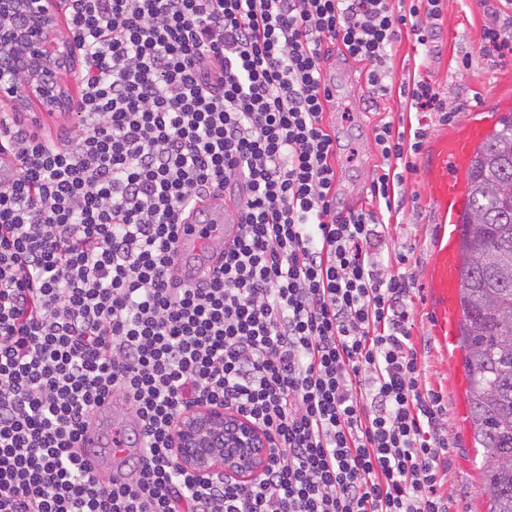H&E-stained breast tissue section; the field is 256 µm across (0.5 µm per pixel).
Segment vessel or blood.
I'll list each match as a JSON object with an SVG mask.
<instances>
[{"label": "vessel or blood", "instance_id": "vessel-or-blood-1", "mask_svg": "<svg viewBox=\"0 0 512 512\" xmlns=\"http://www.w3.org/2000/svg\"><path fill=\"white\" fill-rule=\"evenodd\" d=\"M494 121V116L485 115L462 122L437 140L424 163L431 200L440 219L439 237L428 276L433 336L452 361L462 357V310L458 293L463 220L470 206L468 173L473 155L486 140ZM204 205L205 219L187 216L177 233V278L183 285L192 284L202 273L218 266V256L210 251V243L232 242L241 222L239 210L223 198L221 190H213ZM125 410L121 402L105 399L95 407L89 426L82 432L78 445L90 449L93 474H101L111 468L113 462L132 456L123 422Z\"/></svg>", "mask_w": 512, "mask_h": 512}]
</instances>
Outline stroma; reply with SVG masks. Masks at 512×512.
Returning <instances> with one entry per match:
<instances>
[{"mask_svg": "<svg viewBox=\"0 0 512 512\" xmlns=\"http://www.w3.org/2000/svg\"><path fill=\"white\" fill-rule=\"evenodd\" d=\"M487 23V16L472 0H445L436 50L423 55L411 38H402L384 66V82L390 92L374 103L369 100L371 89L365 79L364 65L338 60L329 72L336 95L332 125L338 148L337 194L341 203L358 205L371 200L368 188L372 172L382 162L374 143L375 125L391 121L427 131L423 152L414 159V170L404 175L406 203L400 210L382 213L385 228L374 251L384 256L406 252L411 257L409 269L418 286L412 300V334L426 344L420 356L423 377L443 395L448 407L450 448L444 491L449 497L450 512L487 510L481 493L484 455L474 448L468 415L470 386L461 380L464 367L451 366L433 339L426 290L439 217L430 202V186L422 169L423 154L447 134L450 125L442 121L440 113L411 107L398 89L423 79L434 85L443 97L463 101L467 112L493 103L500 113H512V61L495 66L479 53ZM467 54L472 56L473 64L470 69H460L459 61Z\"/></svg>", "mask_w": 512, "mask_h": 512, "instance_id": "35a3bbf8", "label": "stroma"}]
</instances>
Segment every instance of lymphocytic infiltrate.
<instances>
[{"mask_svg": "<svg viewBox=\"0 0 512 512\" xmlns=\"http://www.w3.org/2000/svg\"><path fill=\"white\" fill-rule=\"evenodd\" d=\"M443 0H64L78 49L63 136L0 113V512H448L447 410L420 381L413 274L370 250L377 211L337 197L333 56L424 52ZM481 54L512 58V0ZM427 133L386 121L370 195L393 208ZM242 213L210 275L171 270L212 187ZM138 422L128 481L79 437L106 397ZM221 405L269 441L262 475L173 464L186 411Z\"/></svg>", "mask_w": 512, "mask_h": 512, "instance_id": "lymphocytic-infiltrate-1", "label": "lymphocytic infiltrate"}]
</instances>
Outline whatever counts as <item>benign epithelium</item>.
Wrapping results in <instances>:
<instances>
[{"mask_svg": "<svg viewBox=\"0 0 512 512\" xmlns=\"http://www.w3.org/2000/svg\"><path fill=\"white\" fill-rule=\"evenodd\" d=\"M58 0H0V16L21 14L24 23L0 27V48L11 59L0 66V100L20 112L36 101L47 112L71 106L63 76L76 69L72 46L53 26ZM174 462L204 480L216 473L238 480L260 477L268 448L264 433L221 406L184 413L171 432Z\"/></svg>", "mask_w": 512, "mask_h": 512, "instance_id": "benign-epithelium-1", "label": "benign epithelium"}]
</instances>
